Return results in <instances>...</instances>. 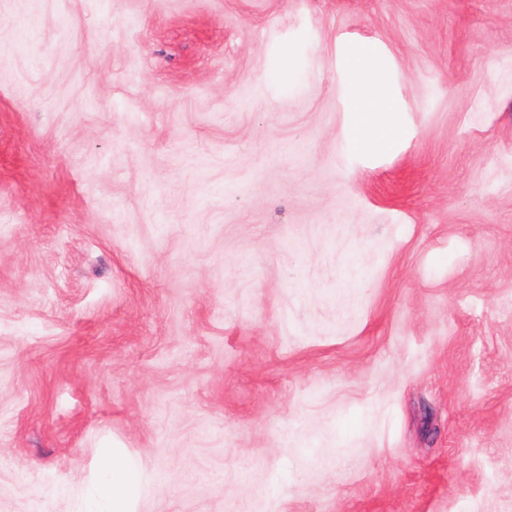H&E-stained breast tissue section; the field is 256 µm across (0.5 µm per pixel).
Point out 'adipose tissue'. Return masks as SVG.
<instances>
[{
  "label": "adipose tissue",
  "instance_id": "1",
  "mask_svg": "<svg viewBox=\"0 0 512 512\" xmlns=\"http://www.w3.org/2000/svg\"><path fill=\"white\" fill-rule=\"evenodd\" d=\"M355 107L358 117L350 131L354 150L363 153L391 148L400 134L395 120V103L385 93L363 85L359 88ZM138 500L137 469L123 449H113L101 463L85 512H136Z\"/></svg>",
  "mask_w": 512,
  "mask_h": 512
}]
</instances>
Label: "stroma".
I'll list each match as a JSON object with an SVG mask.
<instances>
[{
  "label": "stroma",
  "mask_w": 512,
  "mask_h": 512,
  "mask_svg": "<svg viewBox=\"0 0 512 512\" xmlns=\"http://www.w3.org/2000/svg\"><path fill=\"white\" fill-rule=\"evenodd\" d=\"M113 446L140 512H512V0H0V512ZM373 86L360 85L355 102L359 117L350 131L351 144L356 152L389 149L400 134L395 120L396 104L385 92H374Z\"/></svg>",
  "instance_id": "1"
}]
</instances>
